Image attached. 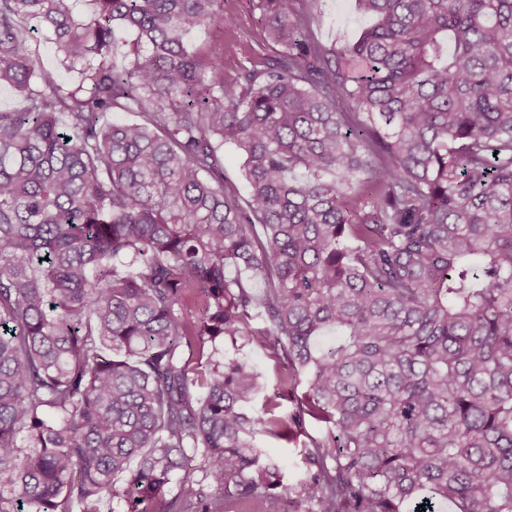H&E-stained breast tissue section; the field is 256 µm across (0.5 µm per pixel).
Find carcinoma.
I'll return each mask as SVG.
<instances>
[{
	"instance_id": "1",
	"label": "carcinoma",
	"mask_w": 512,
	"mask_h": 512,
	"mask_svg": "<svg viewBox=\"0 0 512 512\" xmlns=\"http://www.w3.org/2000/svg\"><path fill=\"white\" fill-rule=\"evenodd\" d=\"M296 3L227 77L224 0H0V512H512V0H356L329 49ZM307 419L289 510L258 436ZM49 36L44 31L34 34L32 47L37 51L39 66L52 74L54 78L62 84L74 85L80 78L79 68H70L64 64L56 55L54 45L48 39ZM243 156L241 152L233 147L224 148V177L225 184L230 189H237L244 193V183L241 178V165ZM248 357L255 364L257 370L265 377L268 390L272 391L277 381V363L259 351L249 352Z\"/></svg>"
}]
</instances>
